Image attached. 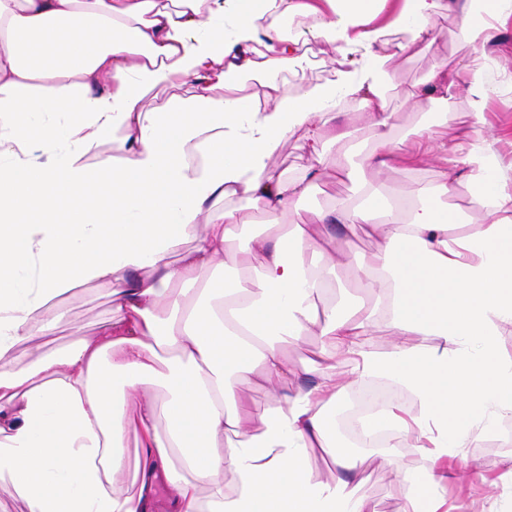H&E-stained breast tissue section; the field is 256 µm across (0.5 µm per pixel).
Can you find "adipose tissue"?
<instances>
[{"label": "adipose tissue", "instance_id": "1", "mask_svg": "<svg viewBox=\"0 0 512 512\" xmlns=\"http://www.w3.org/2000/svg\"><path fill=\"white\" fill-rule=\"evenodd\" d=\"M510 12L512 0H0V492L28 512H151L160 478L168 512H378L335 415L384 380L396 399L361 425L392 422L415 458L384 457L395 512H452L449 491L478 483L498 494L468 512H512V456L463 463L512 419V160L495 131L443 134L458 104L484 120ZM450 13L472 53L406 90L436 112L395 139L382 69L434 44ZM312 41L339 54L334 80L307 75ZM247 80L259 90L239 96ZM355 100L375 144L329 156ZM293 136L306 163L287 178L271 160ZM431 158L435 185L391 205L375 176ZM330 171L356 201L283 221ZM462 190L471 210L445 205ZM256 213L270 222L247 232ZM358 227L378 240L362 281L376 301L340 311L330 273ZM229 255L260 269L227 287L210 273ZM86 285L114 301L108 325L13 369L18 344L57 327L50 305ZM312 331L322 350L300 385L286 347ZM379 334L386 349L369 342Z\"/></svg>", "mask_w": 512, "mask_h": 512}]
</instances>
